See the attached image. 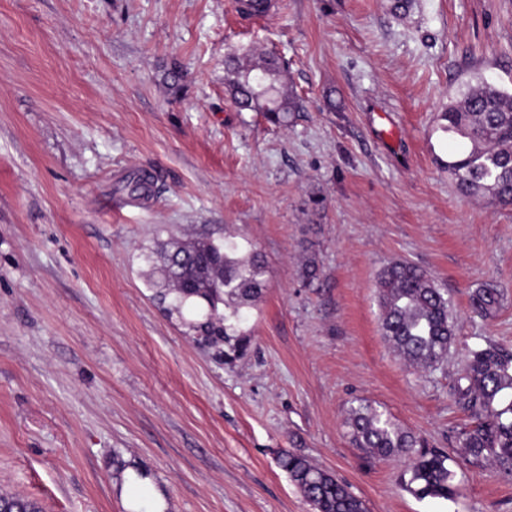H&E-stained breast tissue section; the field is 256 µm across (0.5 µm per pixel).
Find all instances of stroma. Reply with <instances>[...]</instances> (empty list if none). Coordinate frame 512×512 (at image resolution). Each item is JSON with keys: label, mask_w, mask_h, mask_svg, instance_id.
Here are the masks:
<instances>
[{"label": "stroma", "mask_w": 512, "mask_h": 512, "mask_svg": "<svg viewBox=\"0 0 512 512\" xmlns=\"http://www.w3.org/2000/svg\"><path fill=\"white\" fill-rule=\"evenodd\" d=\"M232 2L0 0V494L131 512L137 485L165 512H312L278 464L291 451L368 512H512V478L448 446L461 351L512 347V205L461 195L441 166L465 149L442 129L449 102L512 91V0H269L249 23ZM234 50L287 61V123L237 108ZM142 174L157 193L136 201ZM207 234L266 261L230 366L165 312L143 258ZM396 261L448 292L440 369L381 334ZM489 282L503 301L485 321L471 296ZM362 402L448 450L459 495L417 499L400 460L355 448Z\"/></svg>", "instance_id": "stroma-1"}]
</instances>
